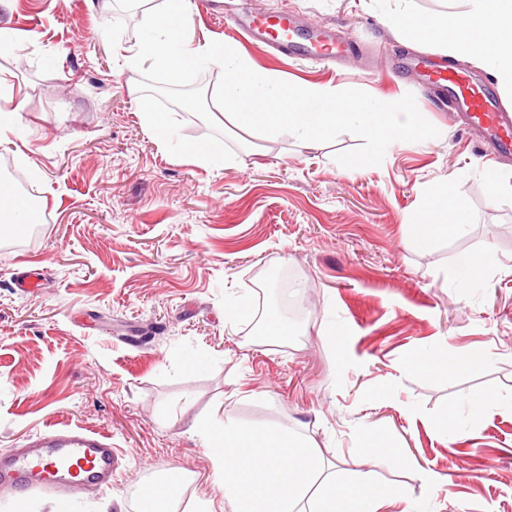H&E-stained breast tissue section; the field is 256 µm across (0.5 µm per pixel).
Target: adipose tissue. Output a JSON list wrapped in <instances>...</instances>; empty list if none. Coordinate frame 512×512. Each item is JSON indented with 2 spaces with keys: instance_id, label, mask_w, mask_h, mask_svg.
Masks as SVG:
<instances>
[{
  "instance_id": "adipose-tissue-1",
  "label": "adipose tissue",
  "mask_w": 512,
  "mask_h": 512,
  "mask_svg": "<svg viewBox=\"0 0 512 512\" xmlns=\"http://www.w3.org/2000/svg\"><path fill=\"white\" fill-rule=\"evenodd\" d=\"M402 26L424 31L443 50L455 55H481L497 60L503 79L512 85V0H473L466 14L420 19L402 14ZM469 221L456 182L429 198L420 222L411 229L416 237L433 239L464 229Z\"/></svg>"
}]
</instances>
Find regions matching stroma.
I'll list each match as a JSON object with an SVG mask.
<instances>
[{"label":"stroma","instance_id":"stroma-1","mask_svg":"<svg viewBox=\"0 0 512 512\" xmlns=\"http://www.w3.org/2000/svg\"><path fill=\"white\" fill-rule=\"evenodd\" d=\"M195 4L194 42L235 47L290 83L361 89L380 101L413 94L440 135L396 142L377 166L349 169L337 153L360 146L226 126L233 161L176 157L139 117V70L126 50L146 10L140 0H6L0 102L18 109L0 144L46 212L36 235L0 239V456L50 423L109 436V489L82 493L69 512H138L159 479L184 482L183 500L222 496L194 429L220 421L301 432L337 474L401 487L378 512H406L428 495L430 512H512V193L490 200V176L512 184V155L492 153L483 131L459 124L402 73L411 53L465 67L490 82L512 112V86L497 66L449 56L390 19L456 15L471 0H226L228 10L271 21L302 19L362 44L345 66L284 61L251 48ZM460 181L464 232L409 244L425 201ZM480 255L486 287L457 285L459 261ZM42 272V290L17 287ZM295 275L304 317L292 337H256L250 320L224 325L241 294L277 313L280 274ZM336 328L335 336L324 333ZM487 362L436 375L428 354ZM485 391L491 403L472 409ZM455 421L453 436L434 425ZM382 431L388 455L368 459L364 429ZM439 480L426 488L422 476Z\"/></svg>","mask_w":512,"mask_h":512}]
</instances>
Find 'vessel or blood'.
I'll list each match as a JSON object with an SVG mask.
<instances>
[{"mask_svg": "<svg viewBox=\"0 0 512 512\" xmlns=\"http://www.w3.org/2000/svg\"><path fill=\"white\" fill-rule=\"evenodd\" d=\"M237 33L246 41L277 44L284 58L336 61L353 51L350 43L336 41L322 31L304 41L274 40L263 22L253 15L233 18ZM406 69L419 70L427 84L449 91V111L464 114L470 126L485 131L493 147L512 150V120L498 97L473 83L460 67L426 70L423 60L411 59ZM112 476V444L107 435L84 428L46 425L30 447L0 462V488L24 487L35 491L81 490L106 484Z\"/></svg>", "mask_w": 512, "mask_h": 512, "instance_id": "1", "label": "vessel or blood"}]
</instances>
